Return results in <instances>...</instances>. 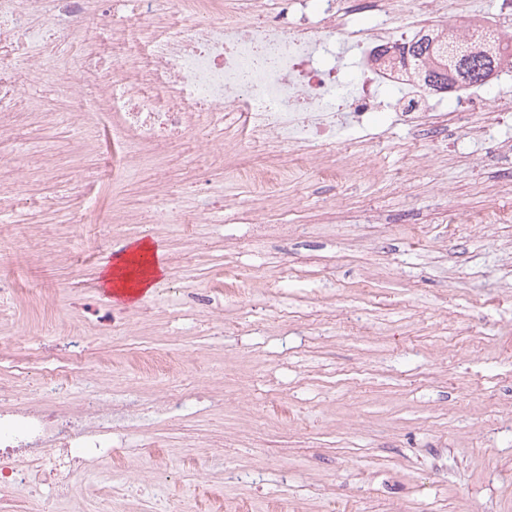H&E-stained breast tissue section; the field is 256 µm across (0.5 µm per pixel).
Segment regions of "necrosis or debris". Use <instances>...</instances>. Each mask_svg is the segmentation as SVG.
<instances>
[{
    "label": "necrosis or debris",
    "instance_id": "obj_1",
    "mask_svg": "<svg viewBox=\"0 0 512 512\" xmlns=\"http://www.w3.org/2000/svg\"><path fill=\"white\" fill-rule=\"evenodd\" d=\"M467 2L290 0L299 14L292 21L289 12H270V0H0V141L22 152L25 137L55 122L35 93L51 81L72 101L101 105L78 114L101 153L90 173L100 188L138 166V148L159 152L185 140L207 154L212 130L227 124L241 138L226 149L311 164L333 182L339 169L319 164V155H354L376 112L436 133L462 122L475 134L512 119V102L491 107L482 89L458 84L457 96L481 115L480 122L464 121L460 111L437 106V93L376 60L377 49L403 44L389 27L394 8L411 9L424 29ZM359 14L371 15L374 27L350 23ZM336 48L353 53L357 78L324 64ZM21 174L13 161L0 163L1 225L19 227L35 214L17 199ZM145 210L152 222L180 224L204 223L210 212L200 202L173 205L163 182L151 189ZM81 407L80 421L59 418L15 384L0 383V490L29 487L24 512H60L64 488L111 459V405L91 386Z\"/></svg>",
    "mask_w": 512,
    "mask_h": 512
}]
</instances>
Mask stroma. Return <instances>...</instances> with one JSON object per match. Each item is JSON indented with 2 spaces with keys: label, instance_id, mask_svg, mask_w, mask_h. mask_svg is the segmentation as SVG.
Wrapping results in <instances>:
<instances>
[{
  "label": "stroma",
  "instance_id": "1",
  "mask_svg": "<svg viewBox=\"0 0 512 512\" xmlns=\"http://www.w3.org/2000/svg\"><path fill=\"white\" fill-rule=\"evenodd\" d=\"M373 131L372 154L345 160L342 180L310 167L287 175L271 217L292 225L285 238H258L253 187L227 177L242 155L215 152L203 168L179 147L107 196L124 218L111 245L87 238L71 258L66 237L82 227L53 211L27 228L38 258L7 282L0 375L33 352L63 362L77 349L92 371L50 407L70 411L89 381L113 407L140 405L128 447L112 455V482L133 493L116 502L111 482L78 480L73 512H154L188 496L197 512H275L283 500L294 512H512V223L474 222L512 211V161L492 151L512 141V123L435 144L385 112ZM75 137L59 120L26 154L24 174L79 211L93 184L75 174L97 150L74 154ZM202 175L223 181L224 206L192 240L136 206L154 180L186 197ZM139 239L159 245L166 273L128 302L100 271ZM228 256L280 272V288L225 290ZM366 274L362 294L354 285ZM200 289L207 304L192 299ZM107 315L133 321V335L108 339ZM77 320L86 329L75 342ZM365 327L370 337L359 336ZM440 345L471 354L437 362ZM186 383L175 404L170 386ZM354 413L358 423L337 429Z\"/></svg>",
  "mask_w": 512,
  "mask_h": 512
}]
</instances>
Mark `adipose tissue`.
Returning a JSON list of instances; mask_svg holds the SVG:
<instances>
[{
  "instance_id": "adipose-tissue-1",
  "label": "adipose tissue",
  "mask_w": 512,
  "mask_h": 512,
  "mask_svg": "<svg viewBox=\"0 0 512 512\" xmlns=\"http://www.w3.org/2000/svg\"><path fill=\"white\" fill-rule=\"evenodd\" d=\"M164 272L165 267L159 263L154 245L147 240H137L103 268L101 280L113 294L134 298L149 292Z\"/></svg>"
}]
</instances>
